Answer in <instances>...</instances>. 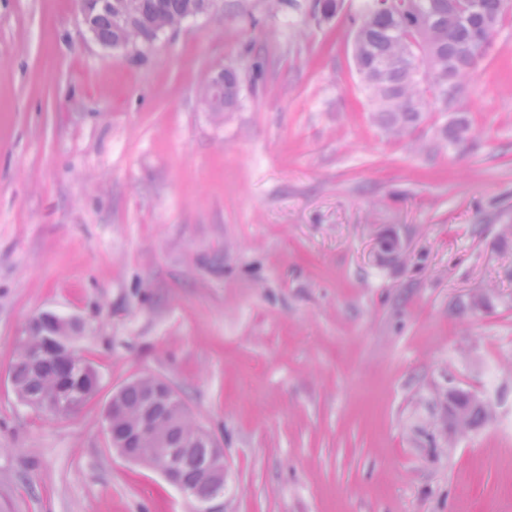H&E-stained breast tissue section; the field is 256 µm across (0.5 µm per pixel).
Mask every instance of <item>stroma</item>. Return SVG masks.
<instances>
[{"label":"stroma","mask_w":512,"mask_h":512,"mask_svg":"<svg viewBox=\"0 0 512 512\" xmlns=\"http://www.w3.org/2000/svg\"><path fill=\"white\" fill-rule=\"evenodd\" d=\"M312 4L220 0L112 53L76 0H0V512H195L108 443L147 375L223 448V512L512 506V11L397 139L354 66L360 0L328 24ZM221 69L238 98L211 112ZM42 312L79 321L99 378L65 419L8 382ZM452 386L491 411L455 437ZM224 88V100H223ZM238 95V80L232 70L222 69L203 86L201 101L211 112H223L232 106Z\"/></svg>","instance_id":"stroma-1"}]
</instances>
